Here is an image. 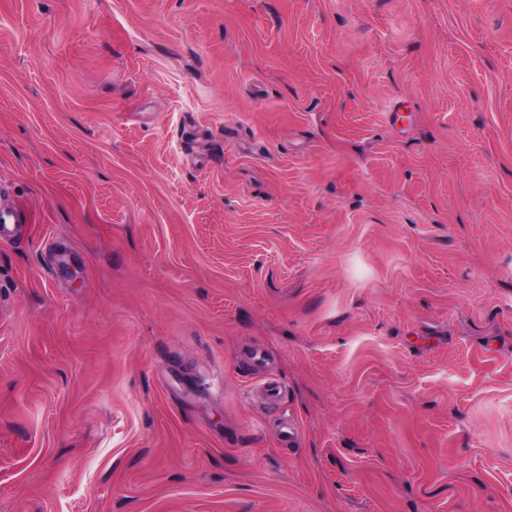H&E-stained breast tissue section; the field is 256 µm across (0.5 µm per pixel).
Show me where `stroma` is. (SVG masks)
Here are the masks:
<instances>
[{"mask_svg": "<svg viewBox=\"0 0 512 512\" xmlns=\"http://www.w3.org/2000/svg\"><path fill=\"white\" fill-rule=\"evenodd\" d=\"M0 202V512H512V0H0Z\"/></svg>", "mask_w": 512, "mask_h": 512, "instance_id": "1", "label": "stroma"}]
</instances>
